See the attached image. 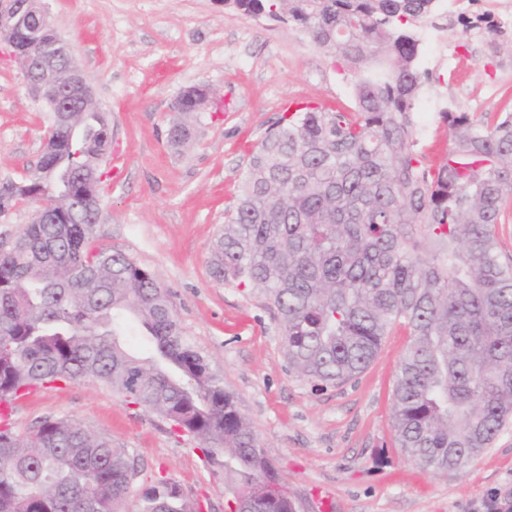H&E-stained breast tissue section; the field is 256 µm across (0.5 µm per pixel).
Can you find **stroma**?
Wrapping results in <instances>:
<instances>
[{
  "mask_svg": "<svg viewBox=\"0 0 512 512\" xmlns=\"http://www.w3.org/2000/svg\"><path fill=\"white\" fill-rule=\"evenodd\" d=\"M109 118L95 244L118 249L154 271L186 336L255 426L289 494L312 512L314 489L332 512H486L490 494L512 505V421L465 469L445 473L407 460L392 427L393 390L407 327L385 336L374 361L335 387H314L291 371L278 321L257 292L218 284L213 243L239 193L252 154L285 105L353 104L327 53L292 23L254 17L224 0H45ZM421 65L432 78L415 109L418 147L428 166L448 143L440 119L455 108L494 117L512 103V31L461 39L460 29L418 31ZM204 82L224 107L203 118L188 149L167 142L173 105ZM49 123L26 89L22 68L0 42V182L37 165ZM74 419L128 449L140 464L123 512L159 477L177 481L200 512H224L231 490L197 442L128 404L100 382L59 384L19 404L14 429L44 417Z\"/></svg>",
  "mask_w": 512,
  "mask_h": 512,
  "instance_id": "1",
  "label": "stroma"
}]
</instances>
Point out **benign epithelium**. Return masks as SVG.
<instances>
[{
    "label": "benign epithelium",
    "instance_id": "obj_1",
    "mask_svg": "<svg viewBox=\"0 0 512 512\" xmlns=\"http://www.w3.org/2000/svg\"><path fill=\"white\" fill-rule=\"evenodd\" d=\"M0 26L24 32L30 46L18 56L29 92L53 112H88L94 92L66 41L48 21L43 0H0ZM214 95L207 83L184 90L174 109L185 110L187 100H206Z\"/></svg>",
    "mask_w": 512,
    "mask_h": 512
}]
</instances>
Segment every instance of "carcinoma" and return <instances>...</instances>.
<instances>
[{"label": "carcinoma", "instance_id": "cac0c4a2", "mask_svg": "<svg viewBox=\"0 0 512 512\" xmlns=\"http://www.w3.org/2000/svg\"><path fill=\"white\" fill-rule=\"evenodd\" d=\"M299 25L350 84L353 106L281 118L252 155L213 243L216 282L251 288L278 320L289 366L335 386L372 362L399 324L414 336L394 390L406 457L460 471L512 419V266L496 224L512 196V109L493 119L451 109L448 161L422 165L414 109L429 72L417 28L438 0H225ZM463 33L499 32L490 13L458 16ZM50 115L36 168L0 187V213L33 218L0 250V512H119L139 475L125 448L84 424L46 417L19 435L15 401L55 381H100L198 441L231 484L230 512H296L252 422L184 335L171 293L120 250L93 244L109 154L106 113ZM195 128L172 125L175 150ZM56 199L43 218L44 196ZM135 324L154 344L125 343ZM139 512H195L159 478Z\"/></svg>", "mask_w": 512, "mask_h": 512}]
</instances>
